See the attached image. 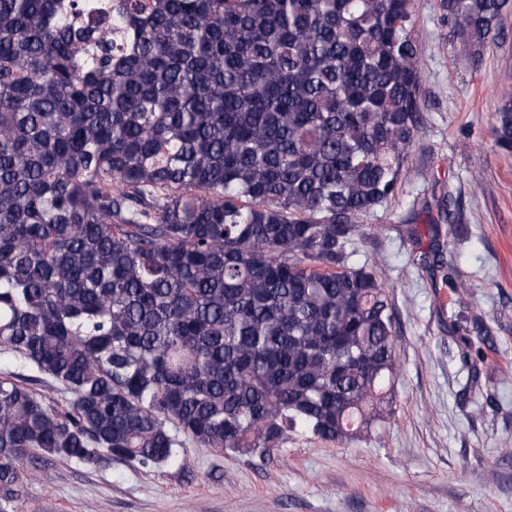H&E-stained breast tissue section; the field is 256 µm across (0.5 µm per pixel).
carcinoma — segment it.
<instances>
[{"label":"carcinoma","instance_id":"1","mask_svg":"<svg viewBox=\"0 0 512 512\" xmlns=\"http://www.w3.org/2000/svg\"><path fill=\"white\" fill-rule=\"evenodd\" d=\"M481 46L506 0H443ZM414 0H0V512L34 456L349 444L396 320L351 263L419 119ZM512 150V93L495 113ZM61 393L57 401L30 383Z\"/></svg>","mask_w":512,"mask_h":512}]
</instances>
